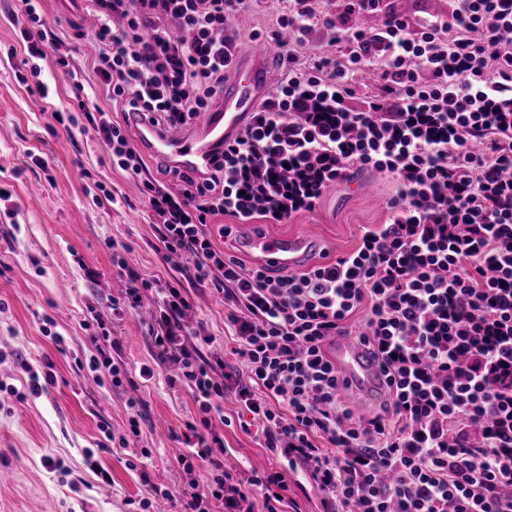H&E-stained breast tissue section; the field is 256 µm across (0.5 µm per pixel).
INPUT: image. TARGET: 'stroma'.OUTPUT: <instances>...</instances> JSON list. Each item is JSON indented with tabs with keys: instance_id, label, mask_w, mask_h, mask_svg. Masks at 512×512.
Returning <instances> with one entry per match:
<instances>
[{
	"instance_id": "stroma-1",
	"label": "stroma",
	"mask_w": 512,
	"mask_h": 512,
	"mask_svg": "<svg viewBox=\"0 0 512 512\" xmlns=\"http://www.w3.org/2000/svg\"><path fill=\"white\" fill-rule=\"evenodd\" d=\"M48 31L72 69L95 83L96 53L89 38L78 37L85 26L87 5L70 7L66 0H38ZM282 0H255L250 13L237 20L239 55L256 49L251 30H274ZM26 23L21 0H0V188L11 195L0 208V380L23 386L22 362L54 363V383L38 398L0 399V512H135L133 502L144 496L147 483L178 490L189 479L206 483V467L186 473L177 461L189 435L187 424L197 406L183 386H169L164 366H155L152 380L139 377L142 364H154L156 352L145 327V314L155 310L151 292H143L137 309L113 320L110 306L128 286L114 262L125 258L141 279L170 280L186 288L192 302L184 321L212 337L215 349L230 343L233 328L224 298L193 280L194 264L167 256L158 240L156 220L142 191L146 180H168L169 164L143 154V169L133 176L113 167L108 147L92 126L68 133L50 117L52 110L74 111L69 83L54 57L40 61L48 97L32 92L17 78L26 55L19 30ZM390 180L363 171L354 182L331 187L313 213L286 224L261 221L272 234L317 228L325 241L311 265L345 255L357 246L363 228L387 218L386 202L394 194ZM110 321L121 344L113 359L129 383L96 381L88 372L95 353L97 318ZM51 333H44L45 319ZM66 340L58 352L53 335ZM140 402L131 410L130 399ZM242 409L234 395L224 400L227 470L238 474L250 467L278 470L279 464L261 448L254 432L241 429ZM138 416L140 435L129 447L116 443ZM150 457H142V449ZM112 475L103 484L88 468L86 452ZM47 457L64 461L71 485L48 471Z\"/></svg>"
}]
</instances>
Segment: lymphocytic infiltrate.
I'll list each match as a JSON object with an SVG mask.
<instances>
[{"instance_id": "1", "label": "lymphocytic infiltrate", "mask_w": 512, "mask_h": 512, "mask_svg": "<svg viewBox=\"0 0 512 512\" xmlns=\"http://www.w3.org/2000/svg\"><path fill=\"white\" fill-rule=\"evenodd\" d=\"M249 2L91 0L98 84L155 125H189L236 64L227 21ZM314 2L289 0L283 76L208 172L144 184L159 242L194 256V280L230 306L247 378L208 358L210 337L186 329L190 303L169 282L129 275L125 303L111 307L118 319L154 293L156 357L178 364L175 381L197 406V445L178 462L207 467L211 479L182 488L187 512H281L287 470L304 475L324 512H512V0H453L448 18L415 23L389 12L375 27L358 16L380 0H346L338 16ZM23 6V48L45 59L56 43L33 0ZM317 26L344 44L342 56L307 54ZM55 63L77 110L54 121L72 131L87 120L113 165L139 175L143 160L121 126L88 111L81 75L66 57ZM364 73L375 91L356 109ZM361 170L396 189L386 222L363 229L350 253L274 275L213 246L212 217L285 224ZM338 334L357 335L381 360L388 397L371 417L340 397L328 357ZM231 388L281 470L238 480L225 470L213 422Z\"/></svg>"}]
</instances>
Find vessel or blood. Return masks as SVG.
Segmentation results:
<instances>
[{
    "mask_svg": "<svg viewBox=\"0 0 512 512\" xmlns=\"http://www.w3.org/2000/svg\"><path fill=\"white\" fill-rule=\"evenodd\" d=\"M272 54V49H257L237 66L231 83L195 135L159 128L146 115H139L135 123L142 149L173 160L188 174L207 170L214 156L223 152L225 141L234 138L259 108L272 79L268 67ZM321 244L316 233L271 237L257 228L239 239L242 250L257 254L265 266L279 270L300 267ZM329 348L343 393L353 406L381 405L386 398V385L379 360L352 336L332 337Z\"/></svg>",
    "mask_w": 512,
    "mask_h": 512,
    "instance_id": "1",
    "label": "vessel or blood"
}]
</instances>
